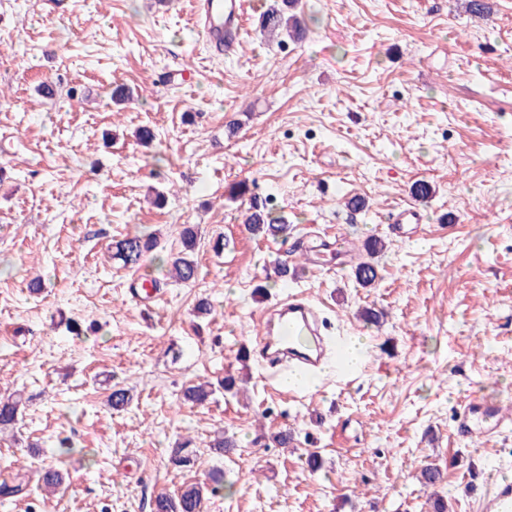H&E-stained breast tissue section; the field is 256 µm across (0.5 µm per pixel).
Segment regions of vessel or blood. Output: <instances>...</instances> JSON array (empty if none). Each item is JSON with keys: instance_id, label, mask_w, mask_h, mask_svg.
Returning <instances> with one entry per match:
<instances>
[{"instance_id": "1", "label": "vessel or blood", "mask_w": 512, "mask_h": 512, "mask_svg": "<svg viewBox=\"0 0 512 512\" xmlns=\"http://www.w3.org/2000/svg\"><path fill=\"white\" fill-rule=\"evenodd\" d=\"M197 33L217 57L233 54L243 26L240 0H195ZM424 221L413 205L393 213L390 222L396 234L414 237ZM259 360L276 367L289 366L303 376L328 369L337 379L354 376L356 366L348 359L349 343L324 335L318 307L303 293H291L257 321L254 338ZM506 426L499 406L473 397L453 408V430L457 437L492 439ZM477 512H512V480L485 483L477 501Z\"/></svg>"}]
</instances>
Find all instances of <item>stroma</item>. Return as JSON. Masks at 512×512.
I'll use <instances>...</instances> for the list:
<instances>
[{"label": "stroma", "mask_w": 512, "mask_h": 512, "mask_svg": "<svg viewBox=\"0 0 512 512\" xmlns=\"http://www.w3.org/2000/svg\"><path fill=\"white\" fill-rule=\"evenodd\" d=\"M276 2L245 0L240 52L218 60L193 0H0V398H22L0 433V483L26 485L0 512H141L144 491L215 466L233 486L206 512H433L417 480L428 462L448 512H474L485 480L512 477V429L470 441L451 421L472 393L512 407V0H487L485 18L463 0H301L304 34L282 46L260 28ZM118 84L132 103H113ZM142 126L157 134L147 147ZM241 180L249 194L229 198ZM419 181L433 194L405 240L390 212ZM354 196L367 212L348 210ZM256 206L287 238L247 231ZM187 225L192 284L165 262ZM138 231L160 246L129 269L111 245ZM316 234L336 243L308 263ZM372 236L386 248L364 287L353 271ZM145 279L162 291L149 308L126 293ZM288 288L363 342L356 379L292 393L251 360L238 395L183 401L223 379ZM117 382L132 396L120 412ZM281 429L292 447L257 443ZM221 432L241 445L233 461L208 448ZM185 441L200 455L190 469L170 457ZM51 465L69 474L53 494Z\"/></svg>", "instance_id": "35a3bbf8"}]
</instances>
